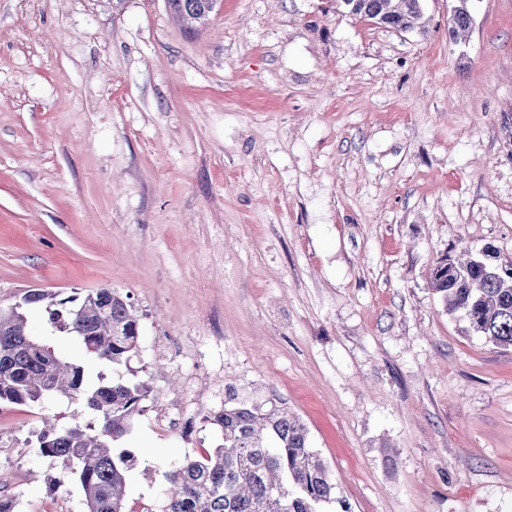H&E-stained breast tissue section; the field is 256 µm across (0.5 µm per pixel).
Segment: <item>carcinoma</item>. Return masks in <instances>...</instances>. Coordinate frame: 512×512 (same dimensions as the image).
I'll use <instances>...</instances> for the list:
<instances>
[{
	"mask_svg": "<svg viewBox=\"0 0 512 512\" xmlns=\"http://www.w3.org/2000/svg\"><path fill=\"white\" fill-rule=\"evenodd\" d=\"M470 0H457L451 28L471 24ZM350 14L401 30L421 19V0H336ZM512 260L491 255L481 265L471 258H440L431 286L446 311L469 324L493 344L512 349ZM43 310L60 333L83 351L113 367L139 353L141 327L129 297L98 288L83 297H58L42 289L26 291L19 303L0 308V404L32 407L43 399L77 400L97 415L99 426L74 419L57 428L43 420L36 454L60 465V485L77 477L86 512H130L126 489L134 455L115 452L113 443L128 435L150 393L141 380L117 381L103 373L92 380L83 364L58 355L38 339L27 313ZM207 420L221 432L222 443L188 456L168 472L165 512H328L337 501L328 466L311 448L306 426L274 400L257 405L229 390L224 407Z\"/></svg>",
	"mask_w": 512,
	"mask_h": 512,
	"instance_id": "carcinoma-1",
	"label": "carcinoma"
}]
</instances>
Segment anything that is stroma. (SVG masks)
Here are the masks:
<instances>
[{
	"label": "stroma",
	"instance_id": "stroma-1",
	"mask_svg": "<svg viewBox=\"0 0 512 512\" xmlns=\"http://www.w3.org/2000/svg\"><path fill=\"white\" fill-rule=\"evenodd\" d=\"M422 0L400 31L336 0H223L192 31L166 0H0V306L109 287L149 381L117 446L129 512L220 442L227 388L307 426L349 512H512V349L430 284L442 256L512 258V0ZM179 424L162 431L157 412ZM0 406L16 512H86L48 483L41 416Z\"/></svg>",
	"mask_w": 512,
	"mask_h": 512
}]
</instances>
